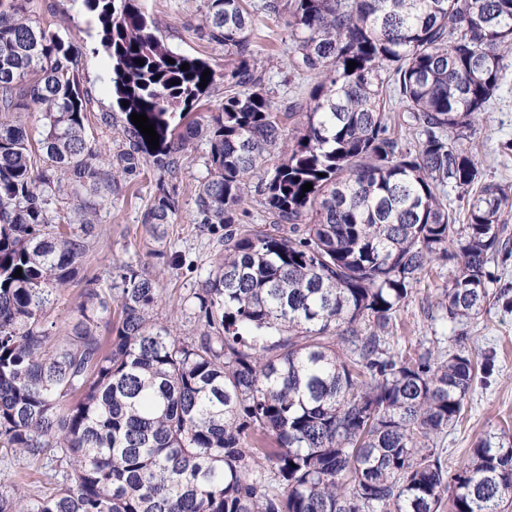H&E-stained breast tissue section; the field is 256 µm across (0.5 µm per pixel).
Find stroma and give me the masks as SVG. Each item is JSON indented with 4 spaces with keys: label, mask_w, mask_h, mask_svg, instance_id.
Returning <instances> with one entry per match:
<instances>
[{
    "label": "stroma",
    "mask_w": 512,
    "mask_h": 512,
    "mask_svg": "<svg viewBox=\"0 0 512 512\" xmlns=\"http://www.w3.org/2000/svg\"><path fill=\"white\" fill-rule=\"evenodd\" d=\"M248 2L255 16L251 40L269 95L275 107L287 106L295 92L309 86L308 78L293 75L289 66L288 17L265 14L264 0ZM142 4L170 48L202 58L217 74H224L223 47L209 43L199 28L202 0H142ZM27 12L79 47L77 71L89 101V137L98 148L115 152L122 142L121 128L101 121L102 114L112 109L107 63L97 50L95 33L88 28L83 12L71 0H27ZM466 146L488 179L512 186V67L487 112L480 114L476 132ZM204 154V145L192 147L177 177L149 168L133 177L120 195L100 200L93 215L94 247L52 312L57 329H64L71 321L75 299L86 278L96 276L102 284H110L118 266L129 263L149 266L158 274L163 293L158 314L176 335L188 334L178 314L179 299L200 286L220 253L218 232L198 230L191 222L194 190L205 173ZM161 189L177 200L179 211L176 223L167 228L163 252L157 256L146 240L141 217L151 196ZM488 269L492 289L507 290V298L472 318L466 330L470 348L479 354H493L494 367L490 375L474 384L462 423L434 440L442 456L456 466L467 460L478 440L512 429V259H493ZM453 274L452 265L437 261L422 277L398 313L397 328L390 339L394 351H454L453 338L459 328L439 320L436 308L438 295Z\"/></svg>",
    "instance_id": "stroma-1"
}]
</instances>
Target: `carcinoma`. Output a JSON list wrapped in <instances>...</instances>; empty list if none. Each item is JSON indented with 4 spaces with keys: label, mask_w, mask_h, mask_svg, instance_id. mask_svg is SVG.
Masks as SVG:
<instances>
[{
    "label": "carcinoma",
    "mask_w": 512,
    "mask_h": 512,
    "mask_svg": "<svg viewBox=\"0 0 512 512\" xmlns=\"http://www.w3.org/2000/svg\"><path fill=\"white\" fill-rule=\"evenodd\" d=\"M24 2L0 0V450L55 475L35 496L0 488V512H439L445 499L448 512H502L511 442L481 440L455 469L430 446L486 360L462 334L448 355L407 356L389 338L435 261L455 267L441 320L504 296L487 264L509 258L512 189L464 141L512 58V0H266L288 12L290 66L313 81L283 112L247 0H203L207 39L240 87L205 124L189 114L216 86L208 62L172 50L139 0H79L123 115L111 157L86 134L79 47ZM389 91L414 137L391 130ZM31 108L35 142L15 120ZM195 139L206 174L193 223L225 232L224 255L182 300L191 334L160 321L159 279L133 265L107 292L86 280L56 334L50 314L93 248L86 193L110 195L148 164L175 178ZM254 179L268 224L240 223ZM450 188L463 207L448 206ZM178 210L154 194L142 221L154 242Z\"/></svg>",
    "instance_id": "carcinoma-1"
}]
</instances>
